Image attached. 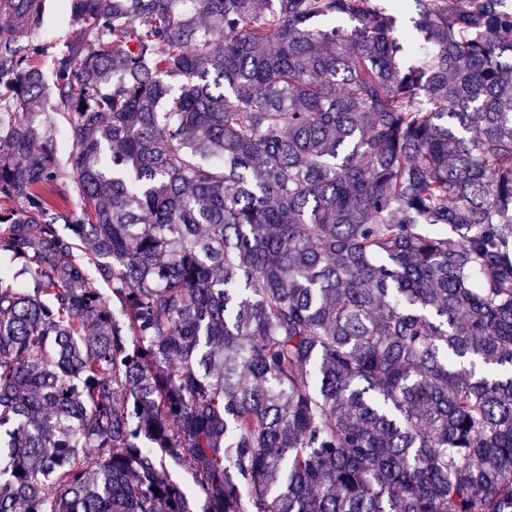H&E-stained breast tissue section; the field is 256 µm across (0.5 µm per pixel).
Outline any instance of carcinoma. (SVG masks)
<instances>
[{"label": "carcinoma", "mask_w": 512, "mask_h": 512, "mask_svg": "<svg viewBox=\"0 0 512 512\" xmlns=\"http://www.w3.org/2000/svg\"><path fill=\"white\" fill-rule=\"evenodd\" d=\"M403 2L0 39V512H512V7Z\"/></svg>", "instance_id": "1"}]
</instances>
